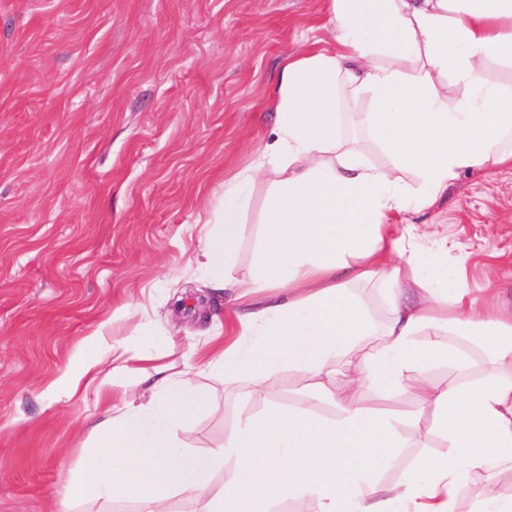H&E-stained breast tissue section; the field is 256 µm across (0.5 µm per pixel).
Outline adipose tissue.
Wrapping results in <instances>:
<instances>
[{
	"mask_svg": "<svg viewBox=\"0 0 512 512\" xmlns=\"http://www.w3.org/2000/svg\"><path fill=\"white\" fill-rule=\"evenodd\" d=\"M327 26L329 46H303L282 67L274 137L251 168L225 181L224 228L197 257L206 267L233 258L243 224L234 200L267 182L249 282L261 298L235 308L238 336L207 356L190 345L177 372L138 350L136 337L113 340L111 320L84 337L76 366L43 392L50 406L94 404L84 423L91 448L54 493L56 512L118 498L139 512H171L177 495L200 512H271L291 494L316 512H456L467 477L512 463V382L504 379L512 373V314L449 287L447 274L419 275L412 256L428 246V233L391 221L432 208L461 172L512 166V0H327ZM361 93L369 106L355 124L384 152L380 167L363 162L343 131L347 100ZM409 171L418 187L405 182ZM372 281L388 292L379 328L353 293ZM449 331L490 345L484 362L457 356L466 382L438 387L428 364L446 356L438 338ZM364 340L368 350L354 356ZM338 358L347 361L341 378L332 368ZM133 360L143 393L105 391L103 362L117 379ZM283 365L321 394L343 379L348 395L335 415L270 406L223 447L197 453L178 442L175 431L198 400L196 369L244 381L258 398ZM364 385L414 394L431 408L428 432L444 436L447 452L381 481L378 467L411 441L402 423L351 400ZM228 457L234 467H225Z\"/></svg>",
	"mask_w": 512,
	"mask_h": 512,
	"instance_id": "adipose-tissue-1",
	"label": "adipose tissue"
}]
</instances>
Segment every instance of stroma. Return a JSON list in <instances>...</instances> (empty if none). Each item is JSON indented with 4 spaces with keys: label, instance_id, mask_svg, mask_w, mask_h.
Returning a JSON list of instances; mask_svg holds the SVG:
<instances>
[{
    "label": "stroma",
    "instance_id": "obj_1",
    "mask_svg": "<svg viewBox=\"0 0 512 512\" xmlns=\"http://www.w3.org/2000/svg\"><path fill=\"white\" fill-rule=\"evenodd\" d=\"M329 38L324 0H0V512H49L75 472L87 406L50 409L41 393L108 312L162 284L168 301L139 344L177 370L211 314L234 308L198 292L216 275L248 279L266 187L244 203L235 263L212 274L195 257L215 199L271 141L280 69ZM409 221L438 236L420 266L443 264L479 301L512 305L511 166L460 173ZM194 384L204 402L177 436L196 451L265 405L304 399L286 366L258 399L217 371ZM354 399L421 431L432 421L408 394L367 387ZM307 402L336 413L331 399ZM509 490L511 464L473 474L457 512L475 492Z\"/></svg>",
    "mask_w": 512,
    "mask_h": 512
}]
</instances>
